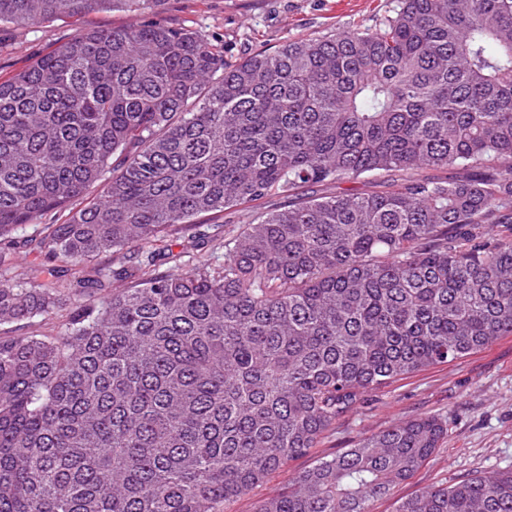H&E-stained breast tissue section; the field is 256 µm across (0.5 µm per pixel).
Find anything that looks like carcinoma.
I'll list each match as a JSON object with an SVG mask.
<instances>
[{
  "mask_svg": "<svg viewBox=\"0 0 512 512\" xmlns=\"http://www.w3.org/2000/svg\"><path fill=\"white\" fill-rule=\"evenodd\" d=\"M163 2L0 0L23 27L155 16L0 81V325L69 312L0 336V512H224L364 394L512 335V0H397L238 62ZM447 438L398 422L255 512H370ZM396 512H512V470ZM153 18L152 14L136 16L128 14L122 9L114 8L85 17L78 25L98 29H118L135 22L139 24L148 22ZM68 318L66 312L53 314L46 317H36L29 322H18L2 325L0 336H13L19 334H47L56 335L66 328Z\"/></svg>",
  "mask_w": 512,
  "mask_h": 512,
  "instance_id": "1",
  "label": "carcinoma"
}]
</instances>
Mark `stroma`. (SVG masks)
Here are the masks:
<instances>
[{
  "mask_svg": "<svg viewBox=\"0 0 512 512\" xmlns=\"http://www.w3.org/2000/svg\"><path fill=\"white\" fill-rule=\"evenodd\" d=\"M396 0H166L163 17L177 27L208 34L232 58L353 24H374ZM73 23L38 27L0 26V78H7L52 50ZM448 423L442 448L408 481L371 504L372 512H395L419 490L448 485L476 473L512 469V335L462 360L438 365L367 393L306 455L288 461L227 512H254L288 479L318 458L343 451L361 437L426 414Z\"/></svg>",
  "mask_w": 512,
  "mask_h": 512,
  "instance_id": "35a3bbf8",
  "label": "stroma"
}]
</instances>
